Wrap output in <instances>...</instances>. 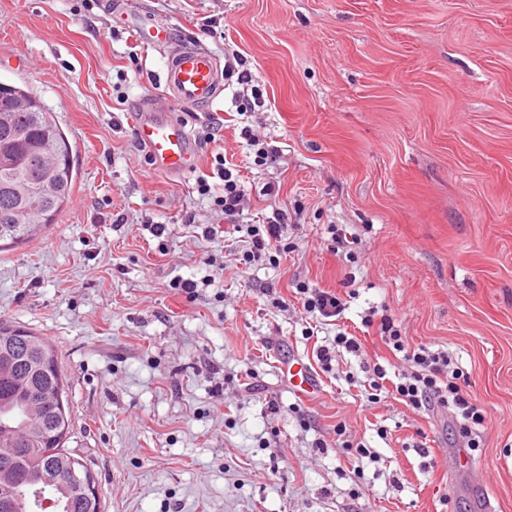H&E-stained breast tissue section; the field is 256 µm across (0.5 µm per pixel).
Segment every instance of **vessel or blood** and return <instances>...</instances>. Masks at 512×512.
<instances>
[{
  "mask_svg": "<svg viewBox=\"0 0 512 512\" xmlns=\"http://www.w3.org/2000/svg\"><path fill=\"white\" fill-rule=\"evenodd\" d=\"M162 80L172 99L191 107L212 106L223 90L218 60L198 45L175 50L164 64ZM133 127L159 172L177 175L195 167L196 155L184 127L158 109L152 100L141 104ZM285 373L298 393L309 395L316 391L317 381L303 365H288Z\"/></svg>",
  "mask_w": 512,
  "mask_h": 512,
  "instance_id": "vessel-or-blood-1",
  "label": "vessel or blood"
}]
</instances>
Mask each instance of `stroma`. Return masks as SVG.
<instances>
[{
	"mask_svg": "<svg viewBox=\"0 0 512 512\" xmlns=\"http://www.w3.org/2000/svg\"><path fill=\"white\" fill-rule=\"evenodd\" d=\"M136 17L169 40L142 42ZM189 44L239 55L260 105L240 112L233 79L211 108L170 101L159 77ZM0 81L27 87L75 148L66 209L0 252V320L57 349L65 447L102 512H474L476 477L512 512V0H0ZM146 97L184 125L192 172L147 164L130 121ZM260 146L277 161L257 165ZM218 155L245 223L287 213L293 247L275 263L243 270L242 243L204 237L224 221L197 191L219 186ZM334 226L354 258L331 251ZM179 277L200 281L196 299ZM302 282L346 296L344 313L305 312ZM372 308L468 373L480 448L444 412L369 403L362 364L392 384L402 369L363 322ZM341 332L362 352L322 372L316 350ZM293 358L313 395L283 374Z\"/></svg>",
	"mask_w": 512,
	"mask_h": 512,
	"instance_id": "1",
	"label": "stroma"
}]
</instances>
